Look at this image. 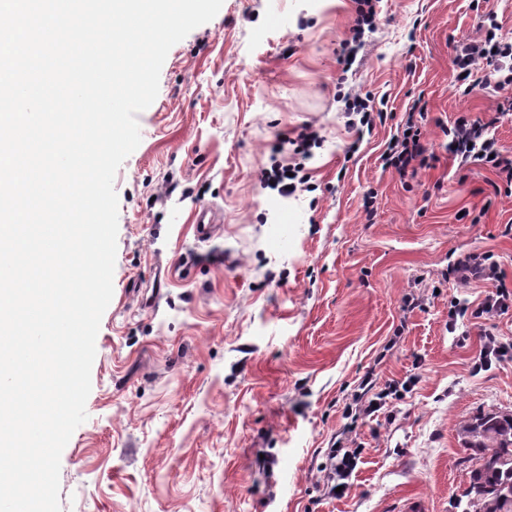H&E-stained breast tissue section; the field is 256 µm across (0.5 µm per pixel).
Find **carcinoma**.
<instances>
[{
  "mask_svg": "<svg viewBox=\"0 0 512 512\" xmlns=\"http://www.w3.org/2000/svg\"><path fill=\"white\" fill-rule=\"evenodd\" d=\"M467 458L476 461L458 512H512V412L487 411L460 423Z\"/></svg>",
  "mask_w": 512,
  "mask_h": 512,
  "instance_id": "obj_1",
  "label": "carcinoma"
}]
</instances>
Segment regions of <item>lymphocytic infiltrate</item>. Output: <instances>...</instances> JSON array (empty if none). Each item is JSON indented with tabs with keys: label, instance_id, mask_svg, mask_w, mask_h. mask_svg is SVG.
<instances>
[{
	"label": "lymphocytic infiltrate",
	"instance_id": "lymphocytic-infiltrate-1",
	"mask_svg": "<svg viewBox=\"0 0 512 512\" xmlns=\"http://www.w3.org/2000/svg\"><path fill=\"white\" fill-rule=\"evenodd\" d=\"M496 20H489L481 40L457 45L451 63L457 76L456 88L461 96H469L482 85L503 89L512 86V40L499 36ZM444 149L459 166L478 162L495 174L491 187L494 195L512 196V152L491 136L488 124L462 115L446 128ZM433 147L421 140V131L414 118H407L400 134L388 143L382 161L385 167L403 179L416 178L419 171L435 161ZM456 281L463 286L492 283L477 306L458 301L448 316L449 328H456L458 319L470 317L487 320L512 310V289L502 281L496 264L486 256L469 255L453 268Z\"/></svg>",
	"mask_w": 512,
	"mask_h": 512
}]
</instances>
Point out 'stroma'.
Masks as SVG:
<instances>
[{
  "label": "stroma",
  "mask_w": 512,
  "mask_h": 512,
  "mask_svg": "<svg viewBox=\"0 0 512 512\" xmlns=\"http://www.w3.org/2000/svg\"><path fill=\"white\" fill-rule=\"evenodd\" d=\"M357 0H223L169 51L141 142L119 167L114 293L91 370L87 420L61 456L62 512H454L470 463L457 436L512 411V360L476 370L485 334L512 342V310L448 328L464 255L492 254L512 288V196L491 171L439 153L401 180L381 155L415 101L427 138L466 112L512 151L505 92L455 88L451 58L512 0H379L376 30L343 67ZM387 118L359 132L342 94ZM313 126L309 155L272 144ZM299 168L281 197L262 178ZM376 191L373 218L361 205ZM223 220L197 240L195 209ZM480 223L457 220L460 209ZM422 306H406L408 295ZM409 392L353 416L391 383ZM360 451L351 488L326 489L333 444Z\"/></svg>",
  "instance_id": "1"
}]
</instances>
